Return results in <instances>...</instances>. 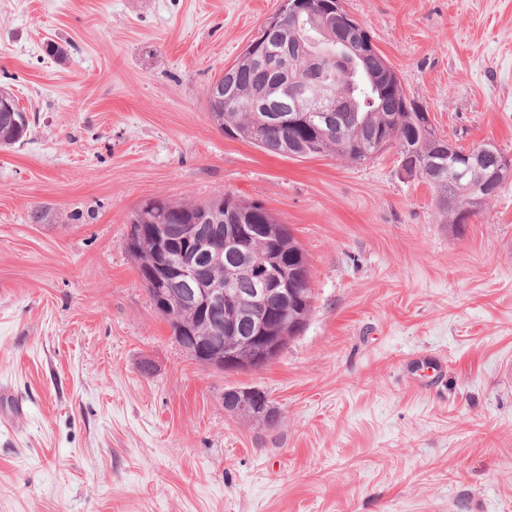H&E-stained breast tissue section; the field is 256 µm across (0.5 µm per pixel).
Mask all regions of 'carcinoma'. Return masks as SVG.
<instances>
[{
	"mask_svg": "<svg viewBox=\"0 0 512 512\" xmlns=\"http://www.w3.org/2000/svg\"><path fill=\"white\" fill-rule=\"evenodd\" d=\"M258 39L272 50L286 45L288 52L271 55L274 65L269 66L246 50L231 66L224 82V102L208 104L211 120L221 126L226 136L273 154L300 158L328 154L352 162L372 158L394 147L402 171L409 177L426 181L434 191L436 209L448 217L451 226H461V208L469 204L463 187L475 188V196H484L481 189L484 170L473 168L460 181L454 177L453 169L460 166V161L456 154L448 152V139H434L427 108L406 96L396 72L374 49L369 32L352 23L345 8L336 9L324 33L319 32L313 18L304 15L297 21L285 20L283 26L270 35L261 31ZM313 42L318 43L324 53L316 70L311 69L306 60ZM322 75L328 78V91L341 100L332 133L325 136L315 127L303 124L268 125L262 113L252 111L256 99L271 93L277 100V107L288 111L290 94L284 89L275 90L276 83L286 86L300 78L315 84ZM29 130L30 119L26 112H0L1 148L25 141ZM203 210L222 216L236 214L245 224H270L281 229L273 247L261 242L256 244L259 250H273L286 270L296 269L299 274L295 279L294 300L285 305L276 296L269 298L271 327L280 331L279 313L285 309L290 318L297 314L308 319L314 294L312 273L304 251L289 228L263 205L229 192L205 204L174 203L157 198L143 210L140 215L143 229L136 249L131 251L140 278H148L153 269L155 225H164L167 236L176 241L181 239L188 225L198 223ZM209 274L216 281L239 288L250 287L248 276L222 261L212 264ZM157 299L165 303L161 316L168 322L172 334H177L179 324L185 322L193 326L194 335L204 336L212 344L223 343L224 330L199 309L184 305L178 294H158L150 301Z\"/></svg>",
	"mask_w": 512,
	"mask_h": 512,
	"instance_id": "obj_1",
	"label": "carcinoma"
}]
</instances>
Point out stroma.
Instances as JSON below:
<instances>
[{"label":"stroma","instance_id":"1","mask_svg":"<svg viewBox=\"0 0 512 512\" xmlns=\"http://www.w3.org/2000/svg\"><path fill=\"white\" fill-rule=\"evenodd\" d=\"M343 3L439 135L512 157V0ZM279 4L0 0L31 119L0 150V512H512V179L455 231L395 150L225 136L207 87ZM227 190L312 272L303 332L256 371L187 354L125 246L148 199ZM232 388L277 425L227 412Z\"/></svg>","mask_w":512,"mask_h":512}]
</instances>
